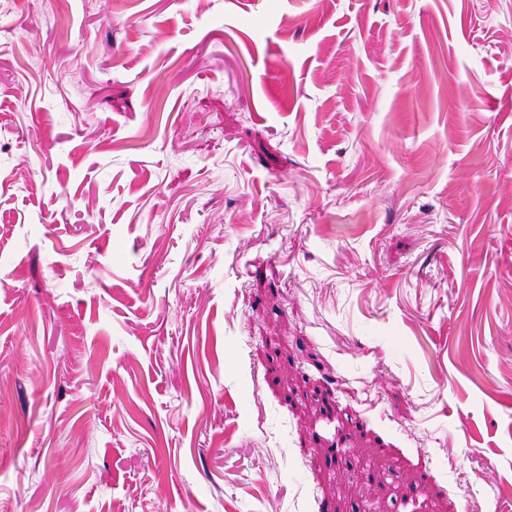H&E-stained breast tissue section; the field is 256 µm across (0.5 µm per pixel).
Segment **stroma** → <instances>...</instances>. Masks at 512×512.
<instances>
[{
    "mask_svg": "<svg viewBox=\"0 0 512 512\" xmlns=\"http://www.w3.org/2000/svg\"><path fill=\"white\" fill-rule=\"evenodd\" d=\"M0 512H512V0H0Z\"/></svg>",
    "mask_w": 512,
    "mask_h": 512,
    "instance_id": "stroma-1",
    "label": "stroma"
}]
</instances>
